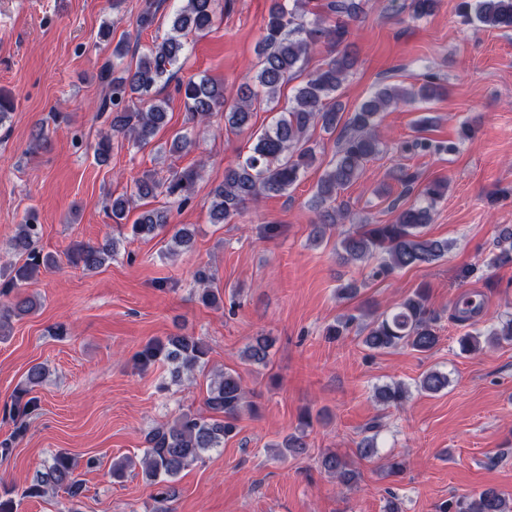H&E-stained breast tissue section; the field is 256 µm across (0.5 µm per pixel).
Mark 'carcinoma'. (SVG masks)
Segmentation results:
<instances>
[{
	"label": "carcinoma",
	"mask_w": 512,
	"mask_h": 512,
	"mask_svg": "<svg viewBox=\"0 0 512 512\" xmlns=\"http://www.w3.org/2000/svg\"><path fill=\"white\" fill-rule=\"evenodd\" d=\"M176 12L171 32L148 52L142 54L135 67L118 68L105 64L99 80L108 89L101 99L98 112L109 113V132L102 135L94 148V158L100 165L109 162L112 153V135L120 134L134 144H148L165 125L166 101L150 97L162 78H172L170 67L184 50L187 33H203L216 19L217 0H183ZM439 0H409L403 8L414 20L430 16ZM311 0H292L286 6L273 0L267 19L263 23V36L258 46L259 68L250 81L241 84L233 97L224 92V85L212 80L189 79L178 84L190 120L205 124L216 112L224 113L225 123L232 129L244 131L251 127L256 105L278 102L281 88L298 78L302 61L318 43H324L336 52L325 66L309 73L296 88L291 104L278 113L272 126L256 136V142L241 162L224 170V182L211 192L208 207L210 221L224 224L239 214L244 205L261 195H277L295 186L317 159L316 145L307 136L309 129L319 127L327 134L343 126L338 151L316 183L314 194L316 224L312 240H324L335 224L344 223L346 212L335 207L341 191L356 182L364 173L366 164L378 156L384 143L378 132L380 112L400 103L430 102L443 94L444 87L434 77H426L419 84L406 86L385 85L344 118V108L336 92L356 64L350 49V22L364 12L362 0H331L329 12L334 23L321 17L308 22ZM460 13L481 26L498 31H512V0H461ZM233 104H228V100ZM407 148L434 154H448L456 144H433L417 139ZM197 171L174 173L161 181L146 173L134 181L132 195L140 199L164 195L186 203L195 192ZM448 190L445 180H433L418 189V200L401 208L392 224H363L360 230L340 240L337 254L344 262H359L376 253L386 254L376 275H389L413 266L429 265L448 252V242L425 237L423 228L432 220V204ZM166 214L145 211L131 224V236L151 239L165 228ZM41 225L35 211H30L24 223L17 225L10 239L11 249L24 257V262L12 263L0 270L5 283L0 294V339L10 336L12 322L35 313L37 301L15 289L33 281L41 269L57 266V260L39 249ZM500 238L509 246L500 250L492 264L512 262V228H505ZM192 232L185 227L174 229L168 244V254L174 256L189 247ZM116 253V241L102 245H80L68 254V262L86 271L103 265L105 258ZM201 286L200 300L209 306L220 301V291L211 287L212 275L205 270L197 272ZM370 310L347 314L325 329V336L334 340L348 335L354 325ZM436 316L429 305L426 289L418 288L407 295L391 313H384L363 326L362 342L373 351L406 347L419 353L434 349L439 341L434 324ZM512 342V320L487 330L475 328L459 337V349L474 353L482 343ZM272 340L268 336H254L245 345L244 358L255 365H267ZM209 348L197 336L173 334L163 340L147 342L137 354V363L144 369L156 364L174 365L172 381L178 383L183 375H191L207 363ZM47 377L43 364L32 365L21 382L11 405L5 408L16 421L27 418L38 409V399L30 396L34 388ZM421 390L439 393L448 388V375L429 370L419 381ZM246 387L242 376L235 370H226L212 379L207 387L205 406L209 414L183 411L172 421L150 430L146 448L139 461L124 457L112 462V477L122 479L128 470L140 466L142 478L153 488L152 512H172L168 502L175 495L170 482L188 466L204 462L213 449L224 447V439L235 430V422L248 408ZM375 399L387 406L399 407L408 398L407 388L394 383L376 388ZM312 426V416L303 417L302 428L283 437L274 444L276 456L300 455L306 451V429ZM321 467L338 483L346 486L357 480L358 473L336 452L328 451L321 457ZM63 490L71 503L83 496L84 485L74 474V463L68 453L58 451L44 465L21 496L41 497ZM440 512H512V502L493 488L471 496H461L441 506Z\"/></svg>",
	"instance_id": "carcinoma-1"
}]
</instances>
